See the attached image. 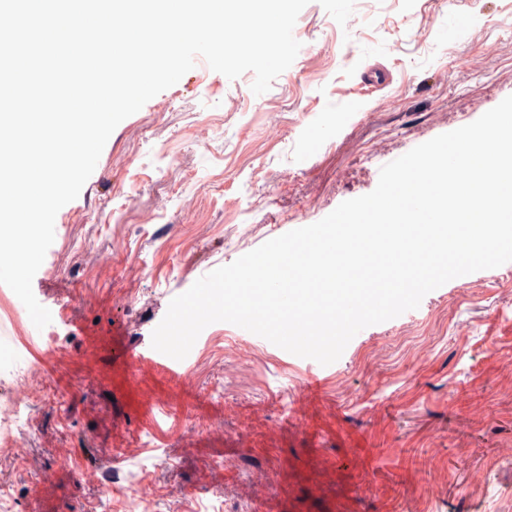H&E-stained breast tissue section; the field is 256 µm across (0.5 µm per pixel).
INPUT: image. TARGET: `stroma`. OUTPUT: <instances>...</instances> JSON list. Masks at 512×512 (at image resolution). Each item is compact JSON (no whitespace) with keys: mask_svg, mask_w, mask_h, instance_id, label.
Returning <instances> with one entry per match:
<instances>
[{"mask_svg":"<svg viewBox=\"0 0 512 512\" xmlns=\"http://www.w3.org/2000/svg\"><path fill=\"white\" fill-rule=\"evenodd\" d=\"M293 35L262 95L199 57L116 127L36 273L49 325L0 284V512H512V262L327 366L226 322L182 376L127 363L196 280L512 95V0H310Z\"/></svg>","mask_w":512,"mask_h":512,"instance_id":"stroma-1","label":"stroma"}]
</instances>
